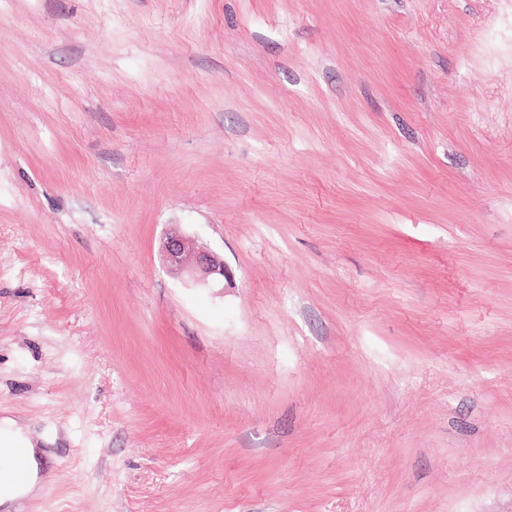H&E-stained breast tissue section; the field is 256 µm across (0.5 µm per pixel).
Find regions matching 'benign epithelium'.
Returning a JSON list of instances; mask_svg holds the SVG:
<instances>
[{
	"instance_id": "obj_1",
	"label": "benign epithelium",
	"mask_w": 512,
	"mask_h": 512,
	"mask_svg": "<svg viewBox=\"0 0 512 512\" xmlns=\"http://www.w3.org/2000/svg\"><path fill=\"white\" fill-rule=\"evenodd\" d=\"M159 254L172 272L197 285L209 286L225 277L224 261L177 227L160 240Z\"/></svg>"
}]
</instances>
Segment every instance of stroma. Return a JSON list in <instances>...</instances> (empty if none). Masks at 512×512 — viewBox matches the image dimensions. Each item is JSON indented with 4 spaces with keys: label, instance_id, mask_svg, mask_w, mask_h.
Here are the masks:
<instances>
[{
    "label": "stroma",
    "instance_id": "1",
    "mask_svg": "<svg viewBox=\"0 0 512 512\" xmlns=\"http://www.w3.org/2000/svg\"><path fill=\"white\" fill-rule=\"evenodd\" d=\"M6 416L31 512H512V0H0ZM159 254L172 272L196 285L210 286L220 277L225 278L224 261L177 227L160 240ZM14 420L9 417L0 419V441L19 442L9 448V455L14 460L24 459L19 467L14 463L5 461L0 463V505L6 502H14L21 497H35L40 491L41 479L38 476L37 451L30 440L13 430ZM10 465L9 471L2 468Z\"/></svg>",
    "mask_w": 512,
    "mask_h": 512
}]
</instances>
